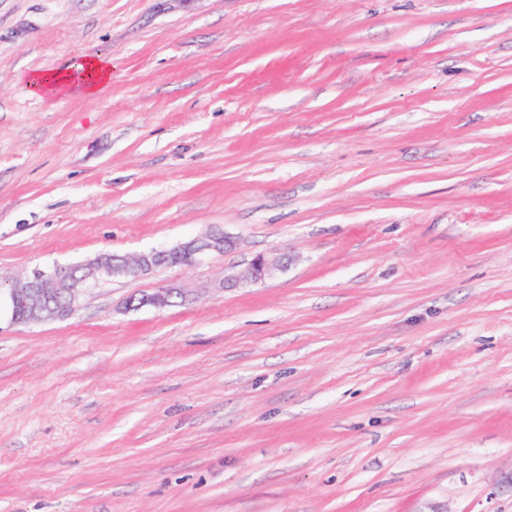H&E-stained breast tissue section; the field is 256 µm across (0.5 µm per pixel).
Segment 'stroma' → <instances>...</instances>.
<instances>
[{
  "mask_svg": "<svg viewBox=\"0 0 512 512\" xmlns=\"http://www.w3.org/2000/svg\"><path fill=\"white\" fill-rule=\"evenodd\" d=\"M213 228L0 324V512H512V0H0V273ZM112 62L103 57H82L48 73H35L27 84L32 95L56 97L78 89L88 95L102 93L109 85ZM283 268L281 257L259 254L245 268L231 276H224V287H237L262 282ZM191 291L184 288H160L158 291L146 296L142 303L134 305V302L130 303L131 307L140 308L145 305L154 306L157 308H162L166 306H171L174 303H177L176 300H180V302H186L190 299Z\"/></svg>",
  "mask_w": 512,
  "mask_h": 512,
  "instance_id": "35a3bbf8",
  "label": "stroma"
}]
</instances>
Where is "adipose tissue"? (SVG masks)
Wrapping results in <instances>:
<instances>
[{"mask_svg":"<svg viewBox=\"0 0 512 512\" xmlns=\"http://www.w3.org/2000/svg\"><path fill=\"white\" fill-rule=\"evenodd\" d=\"M112 62L103 57H83L64 67L29 76L27 84L32 95L56 97L77 89L88 95L102 93L108 86Z\"/></svg>","mask_w":512,"mask_h":512,"instance_id":"adipose-tissue-1","label":"adipose tissue"}]
</instances>
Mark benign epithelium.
Masks as SVG:
<instances>
[{"label": "benign epithelium", "instance_id": "obj_1", "mask_svg": "<svg viewBox=\"0 0 512 512\" xmlns=\"http://www.w3.org/2000/svg\"><path fill=\"white\" fill-rule=\"evenodd\" d=\"M234 241L221 230H210L172 248L153 249L138 254L104 253L84 263L34 268L23 276H0V310L11 324L28 325L71 317L80 297L90 288L114 277L140 278L170 260L180 266H193L213 253H222ZM284 268L281 258L259 254L245 268L224 277V286L237 287L262 282ZM184 288H161L142 300V305L157 308L190 299ZM64 298L60 306L54 304Z\"/></svg>", "mask_w": 512, "mask_h": 512}]
</instances>
